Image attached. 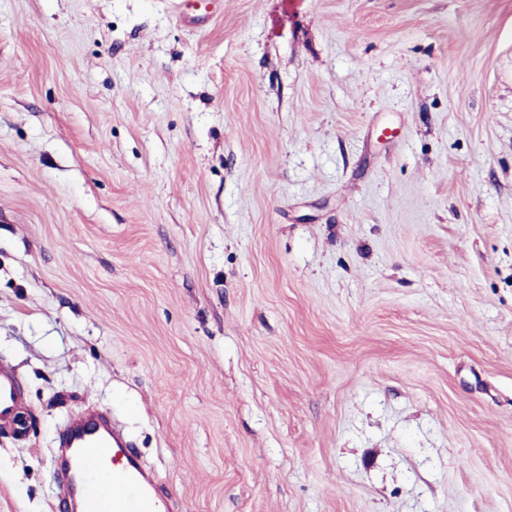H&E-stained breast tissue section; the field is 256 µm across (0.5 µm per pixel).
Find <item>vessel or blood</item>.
<instances>
[{"label":"vessel or blood","instance_id":"b4317fda","mask_svg":"<svg viewBox=\"0 0 512 512\" xmlns=\"http://www.w3.org/2000/svg\"><path fill=\"white\" fill-rule=\"evenodd\" d=\"M23 401L14 368L0 363V426L17 422ZM63 476L69 493L58 512H165L153 494V478L113 431L109 421L90 414L62 429Z\"/></svg>","mask_w":512,"mask_h":512}]
</instances>
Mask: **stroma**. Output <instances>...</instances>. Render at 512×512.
<instances>
[{"label":"stroma","mask_w":512,"mask_h":512,"mask_svg":"<svg viewBox=\"0 0 512 512\" xmlns=\"http://www.w3.org/2000/svg\"><path fill=\"white\" fill-rule=\"evenodd\" d=\"M0 362V512H512V0H0ZM23 401L20 379L14 368L0 363V426L16 425L18 410ZM61 443L69 494L59 501L58 512L76 507L82 512H166L153 494L151 474L105 417L89 414L68 423Z\"/></svg>","instance_id":"obj_1"}]
</instances>
